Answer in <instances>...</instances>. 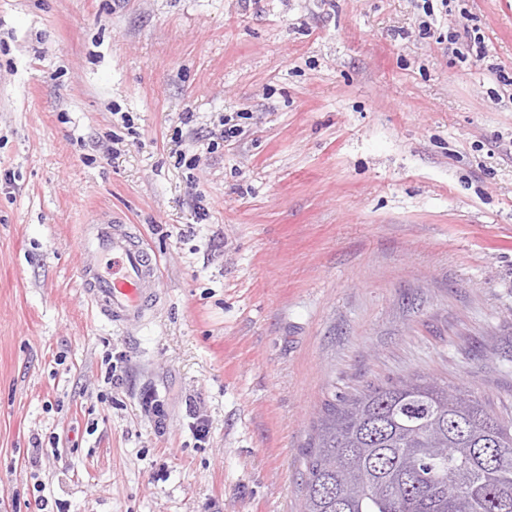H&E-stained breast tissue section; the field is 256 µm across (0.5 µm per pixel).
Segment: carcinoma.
I'll list each match as a JSON object with an SVG mask.
<instances>
[{
	"label": "carcinoma",
	"instance_id": "1",
	"mask_svg": "<svg viewBox=\"0 0 512 512\" xmlns=\"http://www.w3.org/2000/svg\"><path fill=\"white\" fill-rule=\"evenodd\" d=\"M489 412L420 374L325 403L302 512H512V420ZM442 481L464 497L448 500Z\"/></svg>",
	"mask_w": 512,
	"mask_h": 512
}]
</instances>
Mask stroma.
Masks as SVG:
<instances>
[{
	"mask_svg": "<svg viewBox=\"0 0 512 512\" xmlns=\"http://www.w3.org/2000/svg\"><path fill=\"white\" fill-rule=\"evenodd\" d=\"M422 4L0 0V512H299L321 403L414 372L512 418V0L463 63ZM115 217L163 284L124 329ZM104 224L94 242L96 256L112 257V276L100 265L84 267L85 292L99 313L113 325L128 327L146 321L162 295V282L140 240L118 219Z\"/></svg>",
	"mask_w": 512,
	"mask_h": 512,
	"instance_id": "stroma-1",
	"label": "stroma"
}]
</instances>
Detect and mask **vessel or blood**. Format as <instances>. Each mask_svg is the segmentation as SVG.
Masks as SVG:
<instances>
[{
  "label": "vessel or blood",
  "mask_w": 512,
  "mask_h": 512,
  "mask_svg": "<svg viewBox=\"0 0 512 512\" xmlns=\"http://www.w3.org/2000/svg\"><path fill=\"white\" fill-rule=\"evenodd\" d=\"M94 241L97 256L111 258L112 270L107 273L97 265L83 268L88 298L113 325L128 327L146 321L162 295L156 263L120 220L104 223Z\"/></svg>",
  "instance_id": "vessel-or-blood-1"
}]
</instances>
